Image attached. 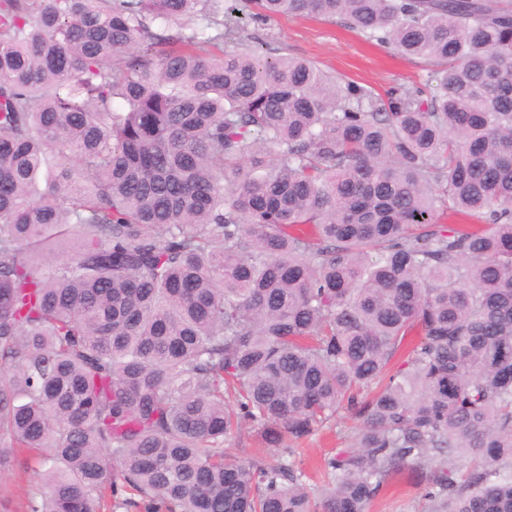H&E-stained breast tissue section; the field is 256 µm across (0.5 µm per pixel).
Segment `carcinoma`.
I'll return each mask as SVG.
<instances>
[{"label": "carcinoma", "mask_w": 512, "mask_h": 512, "mask_svg": "<svg viewBox=\"0 0 512 512\" xmlns=\"http://www.w3.org/2000/svg\"><path fill=\"white\" fill-rule=\"evenodd\" d=\"M283 15L429 79L224 49ZM342 411L317 497L294 448L226 460L246 422L279 448ZM25 450L28 512H367L405 469L430 512H512V0H0V456Z\"/></svg>", "instance_id": "cac0c4a2"}]
</instances>
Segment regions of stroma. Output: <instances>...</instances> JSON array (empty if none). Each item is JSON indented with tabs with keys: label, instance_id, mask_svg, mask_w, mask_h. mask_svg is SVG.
<instances>
[{
	"label": "stroma",
	"instance_id": "1",
	"mask_svg": "<svg viewBox=\"0 0 512 512\" xmlns=\"http://www.w3.org/2000/svg\"><path fill=\"white\" fill-rule=\"evenodd\" d=\"M257 38L280 53L312 61L339 81H352L381 95L400 87L422 85L428 76L422 60L396 55L387 47L366 42L356 32L312 17L281 16L249 24L236 35L237 42L248 46ZM355 428V421L342 414L300 441L298 454L311 477L313 491H320L324 483L326 460L344 447ZM224 450L228 458L238 460L274 463L281 458L280 453L267 448L258 428L250 423L225 440ZM39 467V458L33 452L10 455L0 463V512H27ZM427 510L424 487L414 485L405 471L392 477L387 489L368 506V512Z\"/></svg>",
	"mask_w": 512,
	"mask_h": 512
}]
</instances>
